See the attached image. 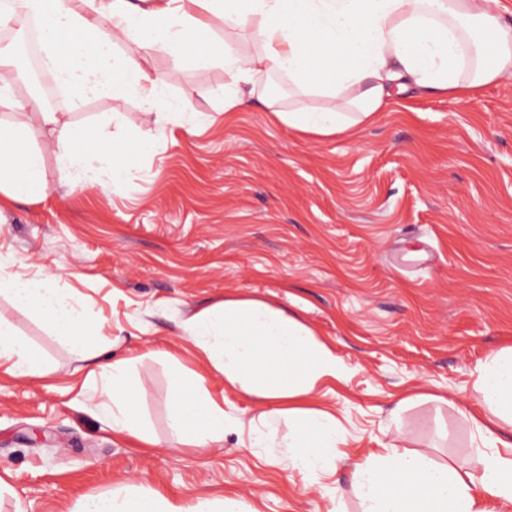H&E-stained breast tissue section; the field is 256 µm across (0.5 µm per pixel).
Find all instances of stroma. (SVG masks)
<instances>
[{
  "label": "stroma",
  "mask_w": 512,
  "mask_h": 512,
  "mask_svg": "<svg viewBox=\"0 0 512 512\" xmlns=\"http://www.w3.org/2000/svg\"><path fill=\"white\" fill-rule=\"evenodd\" d=\"M174 100L210 117L188 132L159 129L134 95L51 111L90 126L102 147L116 133L146 139L121 189L106 177L68 181L46 152L50 188L0 204V269L53 274L84 302L101 363L127 358L145 387L139 411L157 443L113 436L99 414L102 379L37 317L0 298L9 321L50 363L47 375L0 370V512H72L118 485L195 506L230 498L240 512H361L352 463L393 441L455 463L475 453L479 361L512 345V77L471 95L395 92L389 111L355 131L318 137L274 120L259 99L224 114L222 67L170 54L144 61ZM250 296L298 313L345 369L316 391L336 410L346 446L320 476L293 469L288 420L266 448L235 427L220 448H171L175 395L163 352L206 377L235 418L261 408L225 389L179 323L191 309ZM431 393L403 405L411 389ZM51 445H32L33 431Z\"/></svg>",
  "instance_id": "1"
}]
</instances>
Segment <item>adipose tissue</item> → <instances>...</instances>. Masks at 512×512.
I'll list each match as a JSON object with an SVG mask.
<instances>
[{"label":"adipose tissue","mask_w":512,"mask_h":512,"mask_svg":"<svg viewBox=\"0 0 512 512\" xmlns=\"http://www.w3.org/2000/svg\"><path fill=\"white\" fill-rule=\"evenodd\" d=\"M223 20L225 35L198 48L210 30L208 16ZM36 19L44 64L65 87L73 105L106 93L139 97L160 129L193 131L205 121L170 101L160 77L141 63L142 53H183L192 67L223 66L233 81L224 110L243 104L238 85H256L260 75L278 73L302 94L326 98L317 109L275 111L288 128L322 137L370 124L392 103L391 88L406 82L429 94L464 95L512 76V22L500 0H0V19ZM258 22L262 49L243 53L233 32ZM132 51L117 53L118 42ZM0 108L15 119L0 121V197H40L49 184L41 148L29 146L31 125L49 128L50 147L75 179L108 176L120 189L133 161L149 153L148 141H123L102 151L86 127L47 111L40 97L17 98L0 85ZM0 297L30 311L85 361L91 329L75 294L57 287L51 275L24 278L0 274ZM181 326L225 387L254 399L262 411L251 420L250 445L263 447L280 418L288 420L292 466L316 474L332 469L344 443L336 416L311 407L317 387L345 378L333 349L296 315L258 298H227L189 312ZM177 395L167 413L170 447L213 448L237 421L202 377L185 376L166 354ZM0 367L26 378L45 374L46 362L7 321L0 319ZM475 390L482 410L473 427L495 454L477 451L469 467L433 462L404 451L398 442L353 464V484L362 512H487L488 500L512 503V346L500 348L476 368ZM145 391L117 360L106 375L100 411L113 432L141 444L156 442L136 404ZM74 512H238L235 502L217 500L189 507L152 491L118 487L80 500Z\"/></svg>","instance_id":"obj_1"}]
</instances>
